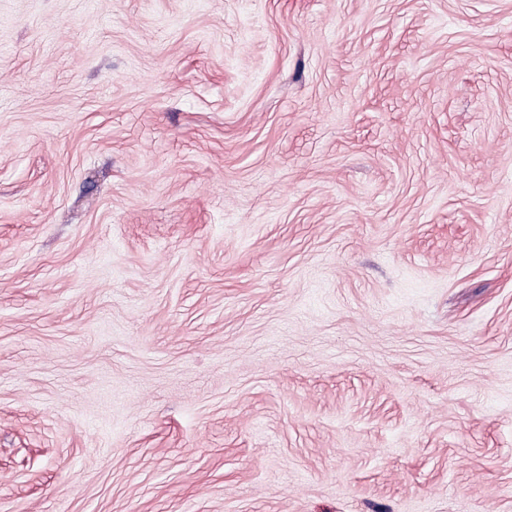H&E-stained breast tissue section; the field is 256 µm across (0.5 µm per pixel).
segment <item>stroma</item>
I'll return each instance as SVG.
<instances>
[{
	"label": "stroma",
	"instance_id": "35a3bbf8",
	"mask_svg": "<svg viewBox=\"0 0 512 512\" xmlns=\"http://www.w3.org/2000/svg\"><path fill=\"white\" fill-rule=\"evenodd\" d=\"M0 512H512V0H0Z\"/></svg>",
	"mask_w": 512,
	"mask_h": 512
}]
</instances>
